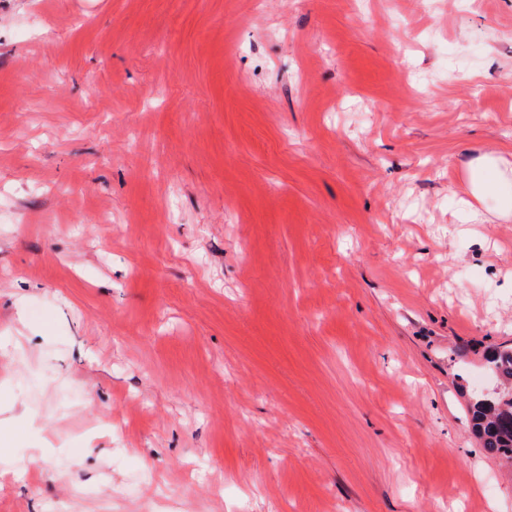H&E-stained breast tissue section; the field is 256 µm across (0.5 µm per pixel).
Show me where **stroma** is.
Wrapping results in <instances>:
<instances>
[{
    "instance_id": "35a3bbf8",
    "label": "stroma",
    "mask_w": 512,
    "mask_h": 512,
    "mask_svg": "<svg viewBox=\"0 0 512 512\" xmlns=\"http://www.w3.org/2000/svg\"><path fill=\"white\" fill-rule=\"evenodd\" d=\"M512 0H0V512H512ZM504 168V169H503ZM511 187V178L507 174V162L501 157L485 155L479 158L472 167L466 181L457 189L460 200L467 207L465 220L476 224L481 218V213L472 208L469 199H476L487 193L498 192L501 189ZM486 362L501 387L474 397L472 426L487 454L512 464V346L491 350Z\"/></svg>"
}]
</instances>
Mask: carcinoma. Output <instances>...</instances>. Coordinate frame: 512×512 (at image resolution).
I'll return each mask as SVG.
<instances>
[{"mask_svg":"<svg viewBox=\"0 0 512 512\" xmlns=\"http://www.w3.org/2000/svg\"><path fill=\"white\" fill-rule=\"evenodd\" d=\"M486 362L500 387L474 397L472 426L487 454L512 464V346L491 350Z\"/></svg>","mask_w":512,"mask_h":512,"instance_id":"cac0c4a2","label":"carcinoma"}]
</instances>
